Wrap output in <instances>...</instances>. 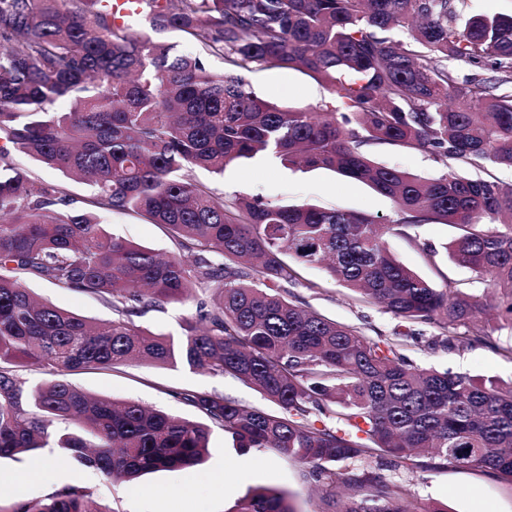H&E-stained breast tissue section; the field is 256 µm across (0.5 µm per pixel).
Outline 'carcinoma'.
I'll use <instances>...</instances> for the list:
<instances>
[{
    "mask_svg": "<svg viewBox=\"0 0 512 512\" xmlns=\"http://www.w3.org/2000/svg\"><path fill=\"white\" fill-rule=\"evenodd\" d=\"M151 32L178 31L194 54L114 21L101 0H0V458L44 447L112 480L203 463L210 426L241 452L269 449L309 467L327 512H447L392 472L448 464L512 480V382L422 367L396 346L305 310L288 285L320 266L342 287L413 325L453 330L448 344L512 331V187L451 169L422 179L371 160L370 142L448 162L512 168V16L457 25L456 0H141ZM407 30L401 40L392 32ZM208 55L228 72L215 75ZM488 71L459 80L448 62ZM301 70L332 112L282 109L239 75ZM70 102L60 112L56 104ZM22 151L93 190L76 208L59 184L12 164ZM272 156L327 169L389 197L401 224H453L455 264L480 295L435 288L387 246L390 224L314 205L215 195L192 177ZM168 229L162 257L109 233L96 210ZM291 253L296 263L285 259ZM102 298L92 323L34 298L21 278ZM196 306L176 342L133 317L168 300ZM132 361L230 375L276 412L203 391H171L202 420L171 417L73 386L74 371ZM24 363L51 378L31 388ZM362 457L369 469L355 467ZM352 490L336 494V482ZM0 512H104L65 487ZM230 512H295L272 489Z\"/></svg>",
    "mask_w": 512,
    "mask_h": 512,
    "instance_id": "1",
    "label": "carcinoma"
}]
</instances>
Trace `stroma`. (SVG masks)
I'll return each instance as SVG.
<instances>
[{
  "label": "stroma",
  "instance_id": "35a3bbf8",
  "mask_svg": "<svg viewBox=\"0 0 512 512\" xmlns=\"http://www.w3.org/2000/svg\"><path fill=\"white\" fill-rule=\"evenodd\" d=\"M245 80L259 97L283 108H305L312 112L331 111L333 98L327 87L299 71L257 66L245 72ZM371 159L425 178L444 173L442 162L420 151H407L390 144L369 149ZM195 177L225 199L247 192L277 204H313L323 208L362 212L394 224L399 215L392 201L370 186L347 180L325 170H288L270 157L238 160L223 173L196 171ZM100 221L105 229L129 242L159 253L176 252L177 247L156 224L119 213L104 211ZM457 233L450 224L427 223L405 227L388 238L391 253L405 266L427 279L434 287L454 286L477 294L482 283L468 269L452 263L445 255L429 257L428 247L439 248ZM37 298L89 319L111 318L112 310L98 297L70 292L38 279L28 280ZM308 310L341 324L358 328L366 337L397 344L416 364L458 374L507 382L512 380V333H494L482 344L449 346L445 332L434 324L424 325L423 343L400 336V321L383 308L352 297L319 267H306L303 280L291 288ZM192 301H169L137 320L138 325L181 340L185 325L194 319ZM69 380L83 391L119 401H135L188 420L196 419L194 409L172 398V391L192 389L217 392L237 403L268 408V401L246 384L229 376L213 375L187 366H155L132 363L112 369L84 370ZM56 440H49L35 455L22 454L0 459V473L23 471L32 460H48L40 483L16 486L10 501H36L59 490V471L72 475L73 486L88 491L104 512H137L147 503L150 512H228L235 500L248 491L270 487L282 492L295 512H323L318 493L306 478L307 466L268 450L253 449L239 454L225 440L219 428L210 430V455L201 465L174 471L149 473L128 483L107 480L95 469L77 464H58ZM223 467L226 491H218L209 479L215 467ZM397 479L408 485L418 501L438 502L450 512H512V482L478 471L454 466L397 471Z\"/></svg>",
  "mask_w": 512,
  "mask_h": 512
}]
</instances>
